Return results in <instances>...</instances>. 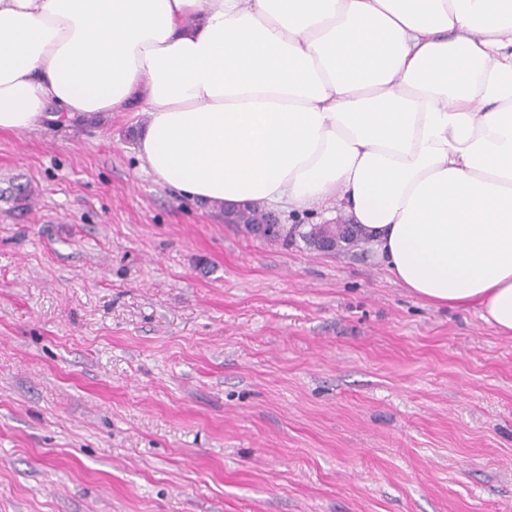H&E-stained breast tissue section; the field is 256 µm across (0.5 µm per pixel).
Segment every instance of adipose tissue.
<instances>
[{
    "mask_svg": "<svg viewBox=\"0 0 512 512\" xmlns=\"http://www.w3.org/2000/svg\"><path fill=\"white\" fill-rule=\"evenodd\" d=\"M115 112L162 183L335 201L411 295L512 335V0H0V131Z\"/></svg>",
    "mask_w": 512,
    "mask_h": 512,
    "instance_id": "ef3b65f1",
    "label": "adipose tissue"
}]
</instances>
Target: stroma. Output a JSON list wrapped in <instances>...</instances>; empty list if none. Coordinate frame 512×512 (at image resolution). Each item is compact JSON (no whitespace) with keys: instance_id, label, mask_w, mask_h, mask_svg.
Returning a JSON list of instances; mask_svg holds the SVG:
<instances>
[{"instance_id":"obj_1","label":"stroma","mask_w":512,"mask_h":512,"mask_svg":"<svg viewBox=\"0 0 512 512\" xmlns=\"http://www.w3.org/2000/svg\"><path fill=\"white\" fill-rule=\"evenodd\" d=\"M146 121L0 132V512H512V337L225 223Z\"/></svg>"}]
</instances>
